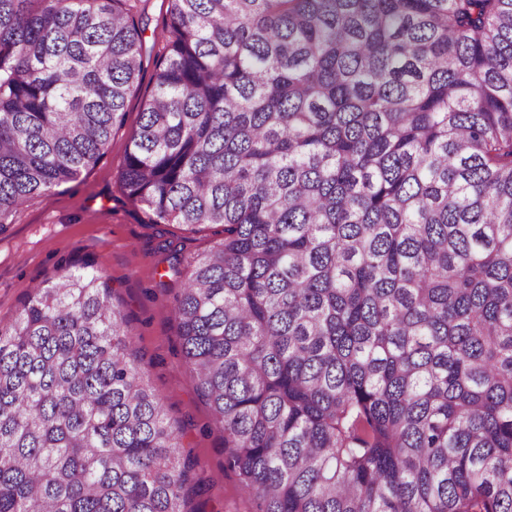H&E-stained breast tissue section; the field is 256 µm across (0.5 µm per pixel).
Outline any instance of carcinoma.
Wrapping results in <instances>:
<instances>
[{
    "instance_id": "1",
    "label": "carcinoma",
    "mask_w": 512,
    "mask_h": 512,
    "mask_svg": "<svg viewBox=\"0 0 512 512\" xmlns=\"http://www.w3.org/2000/svg\"><path fill=\"white\" fill-rule=\"evenodd\" d=\"M121 185L224 226L183 357L255 512H512V0H170ZM131 0H0V228L104 155ZM82 260L0 326V512H192Z\"/></svg>"
}]
</instances>
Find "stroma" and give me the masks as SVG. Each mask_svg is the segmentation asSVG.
<instances>
[{
  "label": "stroma",
  "instance_id": "1",
  "mask_svg": "<svg viewBox=\"0 0 512 512\" xmlns=\"http://www.w3.org/2000/svg\"><path fill=\"white\" fill-rule=\"evenodd\" d=\"M170 0H141L142 80L129 96L125 121L115 129L101 160L74 181L23 206L0 227V325L13 322L26 287L71 271L89 257L112 287V300L130 318L141 366L164 401L184 444L198 460L203 486L191 497L194 512H254L236 473L224 466V434L197 393L171 315L182 279L174 259L205 254L222 239L219 226L194 231L181 224H153L145 208L122 192L120 174L129 137L137 128L144 97L153 87Z\"/></svg>",
  "mask_w": 512,
  "mask_h": 512
}]
</instances>
